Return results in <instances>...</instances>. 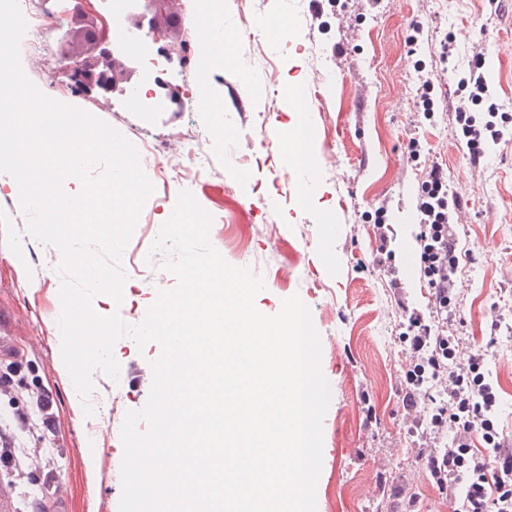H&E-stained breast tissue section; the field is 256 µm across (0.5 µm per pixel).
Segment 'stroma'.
Masks as SVG:
<instances>
[{"label":"stroma","instance_id":"stroma-1","mask_svg":"<svg viewBox=\"0 0 512 512\" xmlns=\"http://www.w3.org/2000/svg\"><path fill=\"white\" fill-rule=\"evenodd\" d=\"M161 44L178 55L194 32L178 0L153 9ZM286 17L293 38L254 33L259 18ZM225 33L235 46L236 67L208 91L224 109L222 133L205 146L212 173L196 181L155 184L138 221L161 228L180 192H191L213 217L209 238L225 261L261 277L258 310L276 314L284 299L299 296L322 341L321 369L330 389L323 418V460L316 512H455L416 458L421 441L413 413L404 409L405 372L412 360L403 309L429 313V290L420 278L417 211L422 181L432 165L443 168L448 194L459 203L454 229L467 251L454 276L460 342L453 363L467 365L474 344H488L485 378L496 389V421L512 437V0H224ZM420 26L416 47L407 40ZM76 24L48 38L47 56L29 78L44 87L68 47L81 63L85 47ZM453 45L444 57L443 44ZM483 53L489 102L506 121L503 139L471 164L464 139L455 135L454 69ZM333 73L323 88L326 111L310 107L314 151L311 174L287 161L281 133L289 122L280 90L288 78L306 87L315 69ZM428 72L444 97L431 116L417 106L418 74ZM72 102L124 136L138 131L182 147L189 128L210 131L208 112H140L123 92L93 93ZM488 104L474 106L489 121ZM394 229L388 271L376 264L378 223ZM46 244L27 231L20 197L0 187V374L9 362L23 370L0 390V427L27 451V471L48 476L53 494L45 506L39 487L8 485L0 496L13 512H119L122 485L112 479L123 455L121 425L88 416L75 406L71 378L60 355L62 277L46 265ZM152 255L156 283L127 271L122 301L93 300L102 316L119 314L140 324L155 291L171 290L175 275ZM402 283L391 288V279ZM162 347L116 341L118 379L93 375L101 397L121 392L122 411L142 409L151 386L131 382L129 370H150ZM44 411H35L36 402ZM31 407L26 422L16 407Z\"/></svg>","mask_w":512,"mask_h":512}]
</instances>
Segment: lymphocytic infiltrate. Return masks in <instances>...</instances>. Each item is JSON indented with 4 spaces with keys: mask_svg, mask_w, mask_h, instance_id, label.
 I'll list each match as a JSON object with an SVG mask.
<instances>
[{
    "mask_svg": "<svg viewBox=\"0 0 512 512\" xmlns=\"http://www.w3.org/2000/svg\"><path fill=\"white\" fill-rule=\"evenodd\" d=\"M482 53H474L468 72L458 82L463 95L454 108L458 128L471 159H479L485 140H499L493 122L478 123L470 108L482 102L488 87ZM417 209L420 231L415 240L421 249V270L431 290L436 314L446 312L451 303L452 277L462 255L452 227L448 188L440 167H433L422 183ZM415 333L410 338L415 361L405 373L406 410H417L429 401L428 381L439 382L444 401L421 433L417 458L423 462L438 489L449 499H461L462 512H512V447L508 446L491 417L497 402L486 383L482 367L486 347H477L466 366L449 365L459 343L449 334L446 322L426 324L421 313L409 316ZM452 432L448 447H441L444 432ZM481 435L485 450L473 451L474 435Z\"/></svg>",
    "mask_w": 512,
    "mask_h": 512,
    "instance_id": "1",
    "label": "lymphocytic infiltrate"
}]
</instances>
